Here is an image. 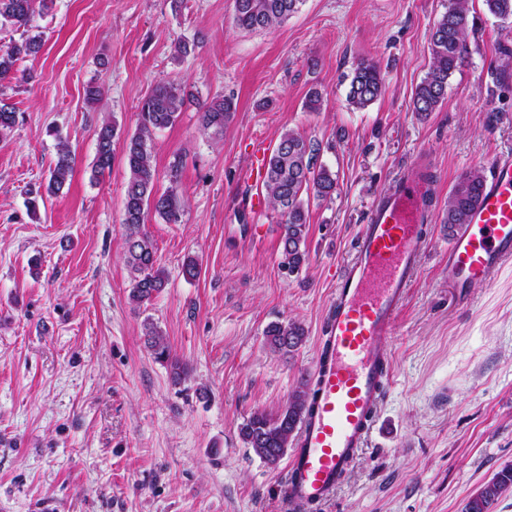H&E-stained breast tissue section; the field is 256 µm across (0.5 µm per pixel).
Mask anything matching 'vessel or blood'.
Segmentation results:
<instances>
[{
	"instance_id": "1",
	"label": "vessel or blood",
	"mask_w": 512,
	"mask_h": 512,
	"mask_svg": "<svg viewBox=\"0 0 512 512\" xmlns=\"http://www.w3.org/2000/svg\"><path fill=\"white\" fill-rule=\"evenodd\" d=\"M430 170L417 162L369 209L352 260L336 277L323 328L326 357L315 368L316 395L287 465L291 512L326 501L363 448L389 379L384 342L420 267L430 219ZM512 260V155L498 158L470 221L448 245V287L462 300Z\"/></svg>"
}]
</instances>
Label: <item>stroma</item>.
Returning <instances> with one entry per match:
<instances>
[{"label":"stroma","instance_id":"1","mask_svg":"<svg viewBox=\"0 0 512 512\" xmlns=\"http://www.w3.org/2000/svg\"><path fill=\"white\" fill-rule=\"evenodd\" d=\"M53 2L33 20L45 42L22 64L29 81L0 87L18 113L0 136V512H289L286 462L266 464L240 429L313 379L336 274L373 200L422 158L433 215L385 344L389 382L366 447L312 512H460L512 462V261L456 302L442 215L459 176L512 155V20L469 0L467 57L424 117L412 97L448 0H304L261 32L236 27L233 0ZM180 38L197 42L181 60ZM363 59L380 64L386 91L357 110L347 93ZM171 80L191 99L155 135L156 190L176 188L187 206L178 224L147 214L168 282L137 304L123 143L111 171L93 177L95 130L108 118L133 134L140 101ZM92 82L102 103L85 99ZM314 89L317 112L305 107ZM224 94L235 98L232 121L223 135L203 133L199 102ZM288 130L336 143L318 158L336 192L308 199V260L294 274L280 265L281 218L247 177L253 139L271 149ZM61 138L72 177L29 210ZM190 257L193 278L182 271ZM291 321L302 345L272 350L267 327ZM149 322L182 379L154 358Z\"/></svg>","mask_w":512,"mask_h":512}]
</instances>
